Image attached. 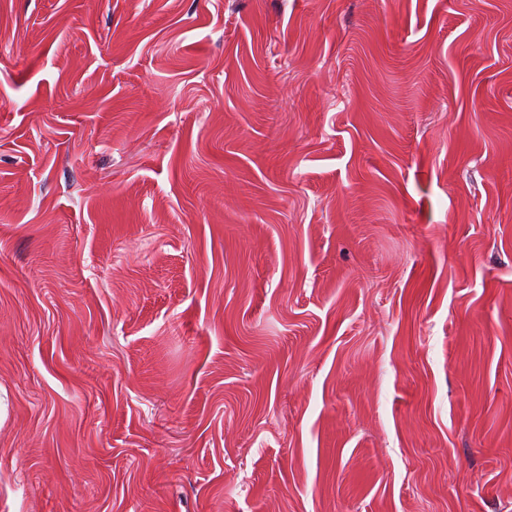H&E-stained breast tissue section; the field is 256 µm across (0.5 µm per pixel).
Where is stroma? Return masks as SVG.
<instances>
[{
	"mask_svg": "<svg viewBox=\"0 0 512 512\" xmlns=\"http://www.w3.org/2000/svg\"><path fill=\"white\" fill-rule=\"evenodd\" d=\"M0 512H512V0H0Z\"/></svg>",
	"mask_w": 512,
	"mask_h": 512,
	"instance_id": "35a3bbf8",
	"label": "stroma"
}]
</instances>
